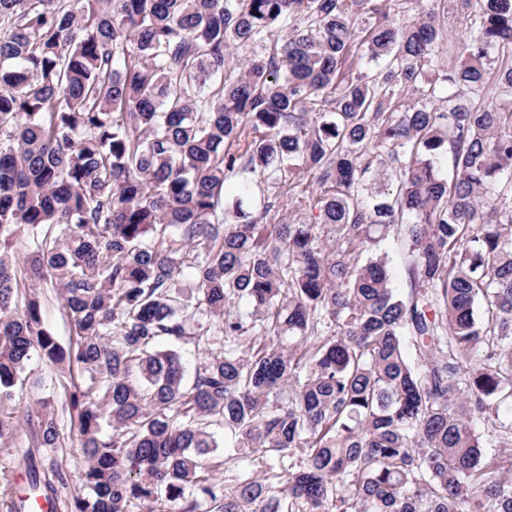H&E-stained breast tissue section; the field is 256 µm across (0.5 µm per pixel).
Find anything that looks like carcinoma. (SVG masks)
<instances>
[{
  "label": "carcinoma",
  "mask_w": 512,
  "mask_h": 512,
  "mask_svg": "<svg viewBox=\"0 0 512 512\" xmlns=\"http://www.w3.org/2000/svg\"><path fill=\"white\" fill-rule=\"evenodd\" d=\"M457 2L447 72L437 0H0V446L63 447L16 388L64 365L72 512H512V0ZM214 419L264 473L218 479ZM391 2V16L394 21L399 25L410 23L420 16L421 13V0H392ZM467 25H469V19L461 13L460 9L458 11L452 2H448V15L445 14L443 26L450 31L452 37L448 43V35L445 34L439 46L444 63L443 68L447 71L455 68L460 61L457 48L460 40L464 38ZM40 292L45 321L58 342L67 348L72 343V332L59 292L54 288H40Z\"/></svg>",
  "instance_id": "obj_1"
}]
</instances>
